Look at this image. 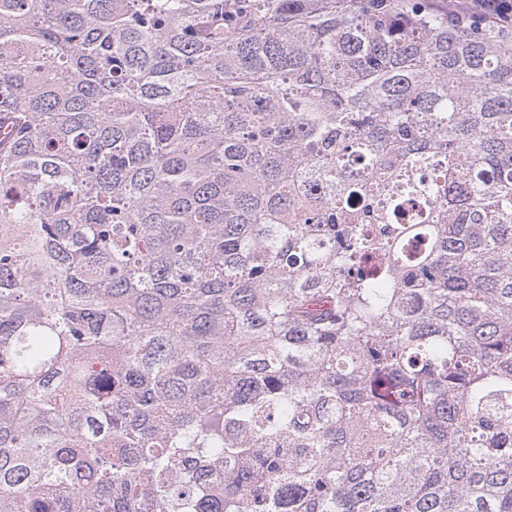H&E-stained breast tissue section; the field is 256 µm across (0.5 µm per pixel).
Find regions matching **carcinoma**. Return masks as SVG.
Wrapping results in <instances>:
<instances>
[{"instance_id": "cac0c4a2", "label": "carcinoma", "mask_w": 512, "mask_h": 512, "mask_svg": "<svg viewBox=\"0 0 512 512\" xmlns=\"http://www.w3.org/2000/svg\"><path fill=\"white\" fill-rule=\"evenodd\" d=\"M0 512H512V31L0 0Z\"/></svg>"}]
</instances>
